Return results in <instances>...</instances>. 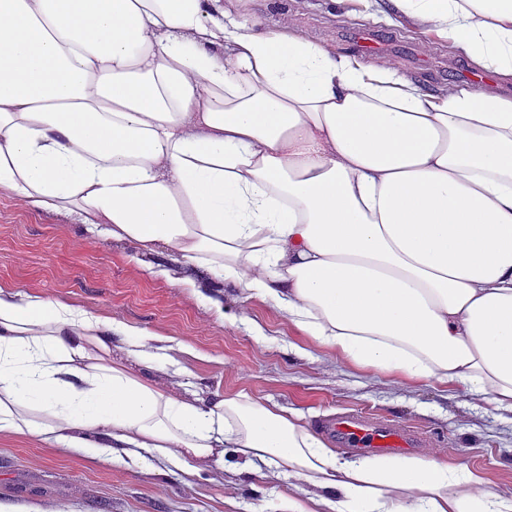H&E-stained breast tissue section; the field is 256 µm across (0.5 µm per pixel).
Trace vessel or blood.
<instances>
[{
    "mask_svg": "<svg viewBox=\"0 0 512 512\" xmlns=\"http://www.w3.org/2000/svg\"><path fill=\"white\" fill-rule=\"evenodd\" d=\"M320 431L354 453L404 454L425 447L427 438L358 411L342 412L321 420Z\"/></svg>",
    "mask_w": 512,
    "mask_h": 512,
    "instance_id": "obj_1",
    "label": "vessel or blood"
}]
</instances>
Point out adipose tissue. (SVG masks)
Instances as JSON below:
<instances>
[{
    "instance_id": "obj_1",
    "label": "adipose tissue",
    "mask_w": 512,
    "mask_h": 512,
    "mask_svg": "<svg viewBox=\"0 0 512 512\" xmlns=\"http://www.w3.org/2000/svg\"><path fill=\"white\" fill-rule=\"evenodd\" d=\"M512 80V0H346ZM165 244L350 364L512 414V96L425 90L236 0H0V191ZM124 336L125 359L112 356ZM153 334L0 289V432L91 461L288 477L276 512H512L436 457H341L245 394L191 400Z\"/></svg>"
}]
</instances>
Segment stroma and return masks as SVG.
I'll list each match as a JSON object with an SVG mask.
<instances>
[{
  "instance_id": "obj_1",
  "label": "stroma",
  "mask_w": 512,
  "mask_h": 512,
  "mask_svg": "<svg viewBox=\"0 0 512 512\" xmlns=\"http://www.w3.org/2000/svg\"><path fill=\"white\" fill-rule=\"evenodd\" d=\"M263 27L294 22L311 38L358 51L380 45L405 76L436 91L470 82L475 68L447 43H421L406 25L347 12L337 0H244ZM0 289L37 295L112 318L163 340L172 364L136 365L148 378L178 374L182 395L244 393L298 412L309 428L359 410L429 435L450 465L512 495V420L493 406L439 384L339 361L301 335L271 301L226 283L207 267L160 247L90 234L70 214L36 210L0 193ZM156 474L152 458L100 465L75 449L0 433V502L43 512H273L287 479L251 487L231 469Z\"/></svg>"
}]
</instances>
